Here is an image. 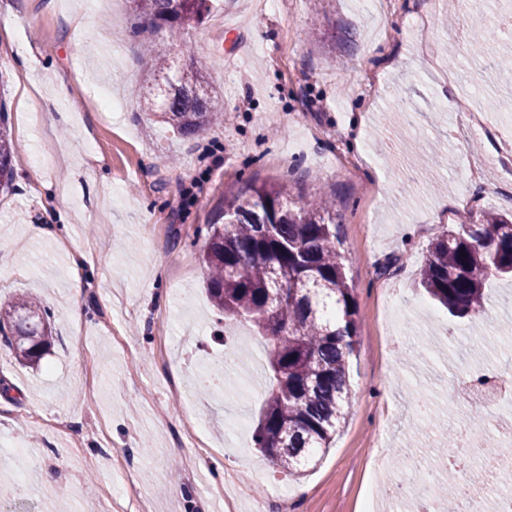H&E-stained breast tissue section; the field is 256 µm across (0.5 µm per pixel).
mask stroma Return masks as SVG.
I'll list each match as a JSON object with an SVG mask.
<instances>
[{
  "instance_id": "obj_1",
  "label": "stroma",
  "mask_w": 512,
  "mask_h": 512,
  "mask_svg": "<svg viewBox=\"0 0 512 512\" xmlns=\"http://www.w3.org/2000/svg\"><path fill=\"white\" fill-rule=\"evenodd\" d=\"M447 12L448 0H209L201 24L154 37L156 51L193 57L224 109L222 124L188 139L147 108L128 0H0L14 144L0 302L38 298L53 328L38 367L0 349L1 505L98 512L117 487L148 512H213L237 466L256 474L237 512H360L372 455L429 464L448 436H463L469 410L450 406L448 389L463 364L490 355L512 374L498 351L512 345V280L492 279L480 316L457 318L431 302L420 270L461 215L512 213L500 150L512 145V71L483 72L465 44L472 29L512 17V0L492 16L458 11L444 27ZM442 43L448 52H436ZM103 84L123 107L112 119L95 103ZM476 110L486 131L457 139L460 115ZM471 163L478 179L465 175ZM248 183L287 184L298 201L335 196L356 295L346 422L297 482L235 435L233 422L251 429L264 399V347L248 326L218 319L204 290L211 214ZM33 224L46 234L30 235ZM231 336L244 359L228 372ZM203 372L223 374V387L187 395Z\"/></svg>"
}]
</instances>
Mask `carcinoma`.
<instances>
[{
    "instance_id": "obj_1",
    "label": "carcinoma",
    "mask_w": 512,
    "mask_h": 512,
    "mask_svg": "<svg viewBox=\"0 0 512 512\" xmlns=\"http://www.w3.org/2000/svg\"><path fill=\"white\" fill-rule=\"evenodd\" d=\"M143 31L198 21L207 0H129ZM165 80L151 106L183 137L219 123L221 108L194 62L149 57ZM0 104V190L12 186L13 141ZM336 211L324 198L299 205L284 184H247L224 196L203 254L214 311L268 343L266 392L253 427L255 450L295 479L317 463L345 420L348 363L356 350L357 307L348 282ZM512 275V220L483 211L432 242L421 282L432 299L463 317L483 309L484 286ZM0 344L22 363L51 344L50 313L22 297L0 308Z\"/></svg>"
}]
</instances>
